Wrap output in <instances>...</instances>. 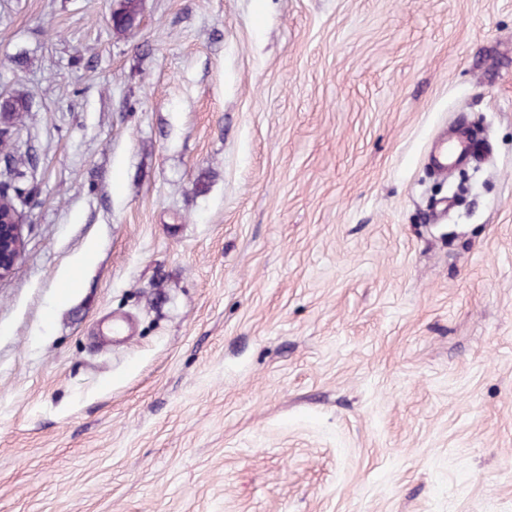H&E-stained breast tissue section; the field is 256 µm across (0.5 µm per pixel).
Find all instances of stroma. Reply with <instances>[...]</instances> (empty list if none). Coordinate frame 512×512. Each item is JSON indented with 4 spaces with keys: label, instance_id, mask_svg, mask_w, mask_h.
<instances>
[{
    "label": "stroma",
    "instance_id": "35a3bbf8",
    "mask_svg": "<svg viewBox=\"0 0 512 512\" xmlns=\"http://www.w3.org/2000/svg\"><path fill=\"white\" fill-rule=\"evenodd\" d=\"M111 9L0 0V512H512V0ZM111 16L116 18L112 29L117 34L131 32L142 12V0H114ZM32 101L25 95L9 94L0 100V127L12 129L25 113L32 112ZM460 151H456L458 147ZM479 149V145L475 144L466 135L462 136L460 144L453 141L450 143L444 142L439 157L437 158V170L439 172L447 173L453 166L470 158V156ZM25 223L22 208H15L4 214L0 212V280L14 270L22 256Z\"/></svg>",
    "mask_w": 512,
    "mask_h": 512
}]
</instances>
